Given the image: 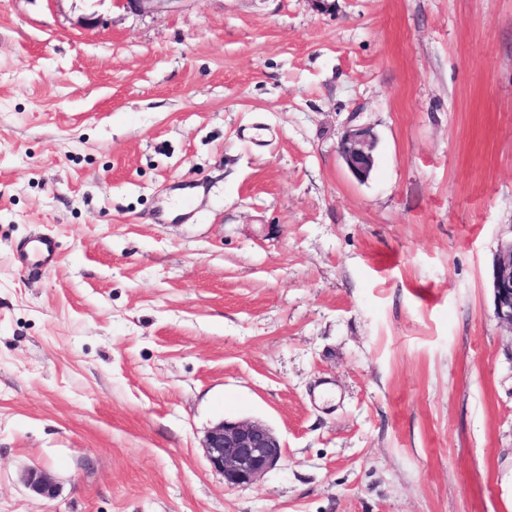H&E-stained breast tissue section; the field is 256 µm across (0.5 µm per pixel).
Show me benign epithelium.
I'll return each mask as SVG.
<instances>
[{
	"label": "benign epithelium",
	"mask_w": 512,
	"mask_h": 512,
	"mask_svg": "<svg viewBox=\"0 0 512 512\" xmlns=\"http://www.w3.org/2000/svg\"><path fill=\"white\" fill-rule=\"evenodd\" d=\"M124 6L141 13L163 8L173 0H123ZM376 138L372 127L355 123L341 142L340 155L359 182L368 179L374 167ZM494 315L512 327V240L500 246L492 274ZM202 448L211 468L221 473L224 484L237 487L250 484L275 468L281 459V444L266 425L250 420H222L206 431ZM25 484L50 501L55 485L42 470L31 471Z\"/></svg>",
	"instance_id": "obj_1"
}]
</instances>
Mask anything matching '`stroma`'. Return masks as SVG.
Listing matches in <instances>:
<instances>
[{"mask_svg":"<svg viewBox=\"0 0 512 512\" xmlns=\"http://www.w3.org/2000/svg\"><path fill=\"white\" fill-rule=\"evenodd\" d=\"M509 238L512 0H0V512H512ZM376 138L372 127L355 123L341 142L340 155L351 173L360 182L368 179L374 167ZM17 256L22 267L39 271L50 265L56 258V244L52 237L40 235L31 241L29 247H17ZM494 315L512 327V238L500 246L492 274ZM202 448L211 468L221 473L224 484H250L275 468L281 444L266 425L250 420H222L206 431ZM25 484L36 494L50 501L55 497V485L42 470L28 472Z\"/></svg>","mask_w":512,"mask_h":512,"instance_id":"1","label":"stroma"}]
</instances>
